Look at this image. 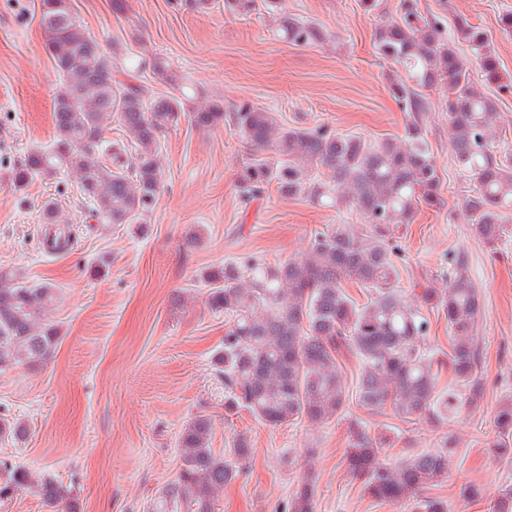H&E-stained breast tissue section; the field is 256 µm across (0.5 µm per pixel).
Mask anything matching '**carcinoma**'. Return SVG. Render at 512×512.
<instances>
[{
  "label": "carcinoma",
  "instance_id": "obj_1",
  "mask_svg": "<svg viewBox=\"0 0 512 512\" xmlns=\"http://www.w3.org/2000/svg\"><path fill=\"white\" fill-rule=\"evenodd\" d=\"M256 0H223L224 13L247 15ZM416 0H400L399 16L374 32L381 58L405 69L389 78L391 95L409 113L404 135L376 147L357 136L326 128H288L262 108L243 104L224 112L215 101L188 114L195 127L216 128L229 118L251 146L271 149L277 162L253 163L239 177L244 200L259 198L271 184L288 198H308L322 206L354 207L368 219L359 234L345 225L314 232L308 250L296 258L269 264L255 257L226 261L205 269L199 282L208 288L212 310L231 316L218 356L224 375V409H244L269 426L305 418L323 425L340 418L349 400L343 362L360 363L355 388L359 405L377 412L389 405L406 422L447 423L463 410L477 411L485 398L478 371L475 336L482 309L479 290L464 256L448 259V285L424 287L409 302L396 288L400 272L390 238L415 210L446 206L442 177L425 136L429 103L419 89L448 86L450 147L457 167L471 174L475 187L461 209L495 253L512 233L504 214L512 210V156L496 148L499 118L496 100L475 86L456 44L479 61L485 79H499V61L487 32L465 17L455 21L452 40L442 36V19L419 15ZM45 48L62 77L54 103L56 137L47 148L33 149L11 172L16 189L63 168L77 169L81 191L99 215L112 224H142L161 188L157 156L159 134L180 120L187 97L151 96L142 77L180 88V78L165 62L145 58L129 68L106 52L80 25L69 0H41ZM279 30L295 46L325 44L330 36L316 23L279 15ZM117 113L128 142L103 137L105 116ZM325 170L330 183L311 178L308 167ZM367 291L359 303L347 287ZM55 298L49 284L29 285L0 270V372L51 359L61 329L45 318ZM445 315L448 349L431 344L423 309ZM453 383L440 387L443 371ZM496 456L512 455V400L502 402L494 418ZM25 423L0 416V439L25 436ZM213 423L194 416L179 438L181 466L161 499L147 512H213L215 491L241 476L239 462L252 454L247 435L236 434L228 462L210 447ZM386 435L373 436L354 422L349 427L348 470L365 495L377 502L407 503L412 512H448V501L429 494L448 477L447 441L437 452L421 451L388 462L381 449ZM35 488L51 507L73 512L69 490L51 477L34 480L20 468H5L0 498ZM316 484L307 472L288 501V512H315Z\"/></svg>",
  "mask_w": 512,
  "mask_h": 512
}]
</instances>
